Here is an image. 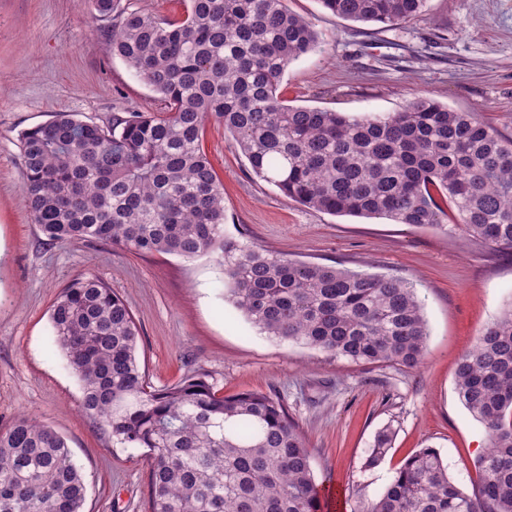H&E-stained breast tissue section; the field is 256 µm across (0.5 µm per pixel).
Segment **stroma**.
Returning a JSON list of instances; mask_svg holds the SVG:
<instances>
[{
  "label": "stroma",
  "mask_w": 512,
  "mask_h": 512,
  "mask_svg": "<svg viewBox=\"0 0 512 512\" xmlns=\"http://www.w3.org/2000/svg\"><path fill=\"white\" fill-rule=\"evenodd\" d=\"M286 4L322 36L320 52L286 72V104L386 114L427 94L458 112L480 111L512 137V0H428L421 17L394 28L337 18L319 0ZM163 109L113 56L111 24L89 0H0V431L18 416L36 417L64 436L81 466L84 512H145L147 460L108 443L80 413V384L53 343L51 305L93 274L129 305L154 386L202 372L224 393L261 392L287 405L328 496L324 512H368L426 446L473 489L488 437L458 398L456 364L512 299V251L301 206L254 176L212 120L203 148L224 184L225 236L293 260L418 281L430 331L419 367L356 363L258 334L225 303L211 257L46 241L24 205L19 133L58 112L105 124L117 112ZM387 425L395 435L384 462L365 468L375 432Z\"/></svg>",
  "instance_id": "stroma-1"
}]
</instances>
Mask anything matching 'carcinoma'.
<instances>
[{
	"label": "carcinoma",
	"instance_id": "cac0c4a2",
	"mask_svg": "<svg viewBox=\"0 0 512 512\" xmlns=\"http://www.w3.org/2000/svg\"><path fill=\"white\" fill-rule=\"evenodd\" d=\"M112 20V55L166 104L99 125L75 112L20 132L23 199L51 243L100 240L142 255H213L225 297L260 332L364 364L410 369L428 324L416 283L290 260L224 237V185L204 152L224 125L253 174L287 198L337 216L461 232L512 250V140L474 112L426 96L388 115L287 105L288 67L321 38L285 0H186L172 22L121 0H89ZM350 21L405 24L427 0H319ZM53 341L105 438L142 449L148 512H321L305 438L282 401L219 393L204 374L155 389L122 298L85 275L50 311ZM455 389L490 446L466 491L440 452L421 448L368 512H512V300L461 356ZM394 433L379 429L374 468ZM87 484L65 438L27 416L0 432V512H83Z\"/></svg>",
	"mask_w": 512,
	"mask_h": 512
}]
</instances>
